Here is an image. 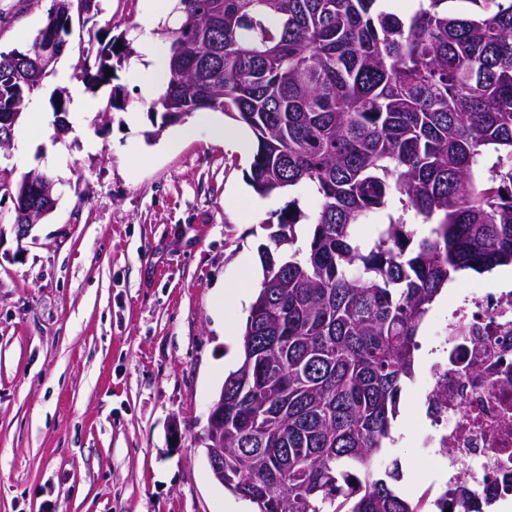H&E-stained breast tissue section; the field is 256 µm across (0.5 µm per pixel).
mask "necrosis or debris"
Instances as JSON below:
<instances>
[{"instance_id": "1", "label": "necrosis or debris", "mask_w": 512, "mask_h": 512, "mask_svg": "<svg viewBox=\"0 0 512 512\" xmlns=\"http://www.w3.org/2000/svg\"><path fill=\"white\" fill-rule=\"evenodd\" d=\"M430 358L412 383L420 403L415 452L433 500L466 484L490 512H512V289H456Z\"/></svg>"}]
</instances>
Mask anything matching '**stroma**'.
Segmentation results:
<instances>
[{
  "label": "stroma",
  "mask_w": 512,
  "mask_h": 512,
  "mask_svg": "<svg viewBox=\"0 0 512 512\" xmlns=\"http://www.w3.org/2000/svg\"><path fill=\"white\" fill-rule=\"evenodd\" d=\"M152 4L95 0L28 106L42 134L0 151V168L49 172L58 197L23 239L0 188V512L47 501L58 512H253L214 479L198 437L240 363L264 225L289 195L253 191L252 151L212 135L223 113H194L193 136L172 145L180 127L151 112L155 78L136 66L167 50L145 23ZM51 5L0 0V50L29 46ZM123 32L130 58L88 87L75 63ZM65 84L95 106L68 115L94 147L54 135L51 98ZM117 92L123 108L98 117ZM417 418L404 392L392 453L413 495L425 487Z\"/></svg>",
  "instance_id": "stroma-1"
}]
</instances>
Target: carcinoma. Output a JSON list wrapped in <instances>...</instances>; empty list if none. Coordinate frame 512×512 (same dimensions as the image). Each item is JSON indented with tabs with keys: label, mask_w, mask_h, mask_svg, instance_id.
Instances as JSON below:
<instances>
[{
	"label": "carcinoma",
	"mask_w": 512,
	"mask_h": 512,
	"mask_svg": "<svg viewBox=\"0 0 512 512\" xmlns=\"http://www.w3.org/2000/svg\"><path fill=\"white\" fill-rule=\"evenodd\" d=\"M380 2L176 0L167 30L151 111L224 113L257 140L258 195L321 199L264 225L263 281L224 379V488L256 512H429L389 455L420 327L456 273L512 265V0H470L469 17L422 0L407 18ZM80 4L53 0L30 46L0 51L1 114L54 73ZM130 50L122 35L75 69L110 81ZM52 183L22 175L15 223L24 207L45 217L57 198L22 193Z\"/></svg>",
	"instance_id": "1"
}]
</instances>
